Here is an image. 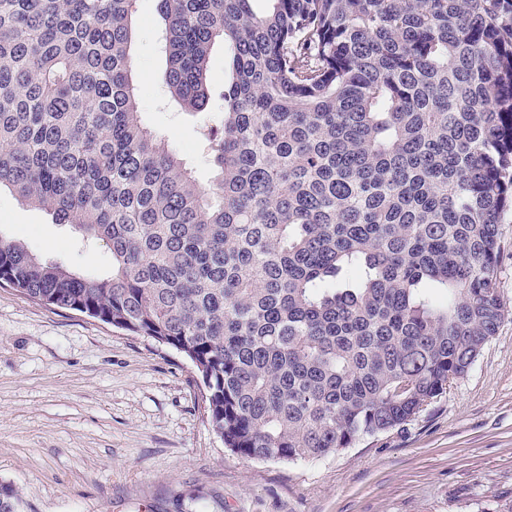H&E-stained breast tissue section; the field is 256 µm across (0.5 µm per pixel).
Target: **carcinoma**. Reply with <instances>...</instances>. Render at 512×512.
I'll list each match as a JSON object with an SVG mask.
<instances>
[{"label": "carcinoma", "instance_id": "cac0c4a2", "mask_svg": "<svg viewBox=\"0 0 512 512\" xmlns=\"http://www.w3.org/2000/svg\"><path fill=\"white\" fill-rule=\"evenodd\" d=\"M250 2L159 0L168 95L218 114L204 185L141 122L135 0H0V191L112 256L0 234V285L183 353L232 452L314 460L412 421L509 314L512 0ZM230 77V71L227 63L224 59V45L217 43L211 53L208 70H207V82L208 84L219 91L224 89V83ZM502 246L498 266V288L501 298L512 313V213L506 214L499 224Z\"/></svg>", "mask_w": 512, "mask_h": 512}]
</instances>
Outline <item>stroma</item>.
Instances as JSON below:
<instances>
[{"instance_id":"1","label":"stroma","mask_w":512,"mask_h":512,"mask_svg":"<svg viewBox=\"0 0 512 512\" xmlns=\"http://www.w3.org/2000/svg\"><path fill=\"white\" fill-rule=\"evenodd\" d=\"M133 22L142 121L208 182L210 115L165 91L158 0H136ZM0 235L81 272L111 267L105 247L6 191ZM203 391L175 349L0 286V483L22 512H496L512 500V317L413 421L318 460L233 453Z\"/></svg>"}]
</instances>
